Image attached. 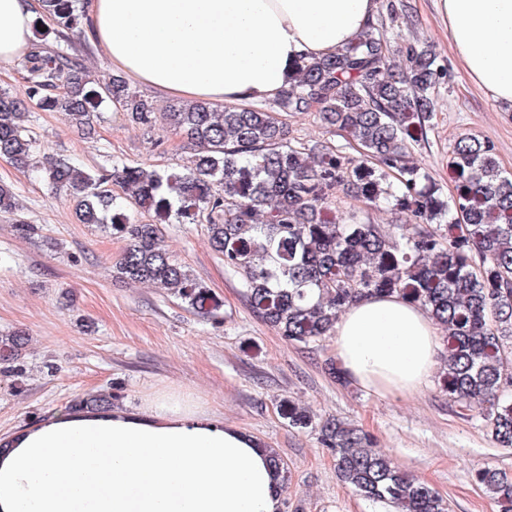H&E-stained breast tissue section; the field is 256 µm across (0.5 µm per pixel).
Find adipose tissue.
<instances>
[{
  "instance_id": "obj_1",
  "label": "adipose tissue",
  "mask_w": 512,
  "mask_h": 512,
  "mask_svg": "<svg viewBox=\"0 0 512 512\" xmlns=\"http://www.w3.org/2000/svg\"><path fill=\"white\" fill-rule=\"evenodd\" d=\"M468 77L512 105V0H436ZM378 0H87L83 29L114 70L163 96L252 104L276 98L294 63L355 41ZM39 0H0V60L28 54ZM443 352L426 311L395 294L339 316L344 376L409 395ZM281 483L254 438L191 397L138 409L58 412L0 448V512H281Z\"/></svg>"
}]
</instances>
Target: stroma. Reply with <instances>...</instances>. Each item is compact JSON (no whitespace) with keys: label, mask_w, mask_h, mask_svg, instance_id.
<instances>
[{"label":"stroma","mask_w":512,"mask_h":512,"mask_svg":"<svg viewBox=\"0 0 512 512\" xmlns=\"http://www.w3.org/2000/svg\"><path fill=\"white\" fill-rule=\"evenodd\" d=\"M404 16L380 20L396 42L427 43L447 60L451 79L434 94L425 143L414 156L452 196L448 158L457 137L490 141L503 172L512 173V106L473 85L458 64L434 0H393ZM292 143L343 144L316 113L280 115ZM26 125L50 152L88 170L124 159L145 167L187 164L194 148L163 121L146 128L110 109L91 136L64 113L28 105ZM0 183L18 207L0 213V337H27L10 371L0 370V439L99 394L136 408L158 391L191 394L204 409L274 448L288 464L283 512H388L358 496L336 477L316 425L338 417L370 433L402 472L434 488L449 512H500L476 479L480 468L512 473V448L497 444L485 421L464 415L437 381L409 396H380L337 381L327 371L333 338L297 346L252 312L240 276L209 247L204 225L162 227L172 259L185 266L211 297L209 310L147 285L113 279L122 239L75 220L72 201L37 173L0 159ZM34 234L21 235L19 224ZM305 406L312 427H289L279 404Z\"/></svg>","instance_id":"stroma-1"}]
</instances>
